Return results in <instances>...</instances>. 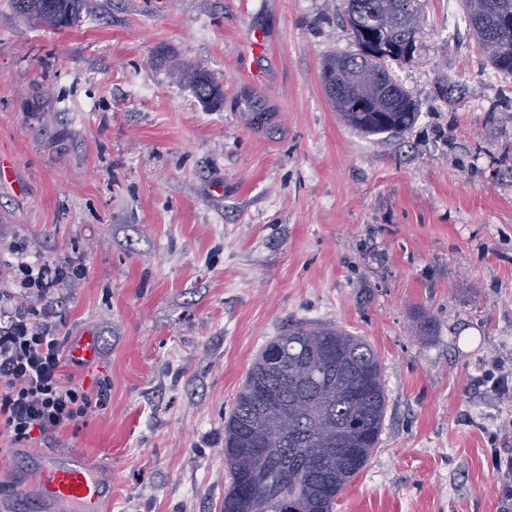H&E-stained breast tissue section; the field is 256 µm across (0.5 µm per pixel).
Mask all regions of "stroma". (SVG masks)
Wrapping results in <instances>:
<instances>
[{
  "instance_id": "1",
  "label": "stroma",
  "mask_w": 512,
  "mask_h": 512,
  "mask_svg": "<svg viewBox=\"0 0 512 512\" xmlns=\"http://www.w3.org/2000/svg\"><path fill=\"white\" fill-rule=\"evenodd\" d=\"M421 4L391 65L418 116L395 138L324 93L325 57L355 48L340 0H89L61 30L0 0V289L20 251L82 265L45 314L98 336L69 371L111 385L78 429L0 452V512L31 494L25 458L69 451L111 470L108 512H222L224 420L299 321L383 368L379 444L334 512H512L487 464L512 449V391L491 388L512 380V77L449 32L461 0ZM176 62L217 77L222 105ZM177 79L192 90L195 97L205 104H214L221 99V90L210 76L197 71L187 64H181L176 70Z\"/></svg>"
}]
</instances>
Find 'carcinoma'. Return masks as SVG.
<instances>
[{
	"label": "carcinoma",
	"mask_w": 512,
	"mask_h": 512,
	"mask_svg": "<svg viewBox=\"0 0 512 512\" xmlns=\"http://www.w3.org/2000/svg\"><path fill=\"white\" fill-rule=\"evenodd\" d=\"M29 24L53 29L83 19L87 0H10ZM473 37L493 68L512 76V0H464ZM349 29L354 20H380L378 40L397 49L396 61L414 53L421 19L420 0H342ZM356 50L332 55L324 81H345L343 97H330L344 123L367 135H403L416 118L408 92L392 76L387 60L361 32ZM177 79L195 97L214 104L221 90L210 76L187 64ZM301 353L313 359L318 378L292 374L286 362ZM345 357L364 382L353 406L336 400L331 369ZM387 394L381 365L372 347L333 324L297 323L271 341L253 362L236 404L224 421V462L230 483L222 512H333L345 486L362 470L379 442Z\"/></svg>",
	"instance_id": "obj_1"
}]
</instances>
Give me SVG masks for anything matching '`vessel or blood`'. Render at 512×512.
<instances>
[{
  "mask_svg": "<svg viewBox=\"0 0 512 512\" xmlns=\"http://www.w3.org/2000/svg\"><path fill=\"white\" fill-rule=\"evenodd\" d=\"M96 336L84 333L69 347L72 360L89 363L99 354ZM39 497L20 499L15 512H102L112 497V475L88 466L76 452L41 455L32 464Z\"/></svg>",
  "mask_w": 512,
  "mask_h": 512,
  "instance_id": "1",
  "label": "vessel or blood"
}]
</instances>
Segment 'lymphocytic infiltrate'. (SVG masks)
<instances>
[{
    "instance_id": "1",
    "label": "lymphocytic infiltrate",
    "mask_w": 512,
    "mask_h": 512,
    "mask_svg": "<svg viewBox=\"0 0 512 512\" xmlns=\"http://www.w3.org/2000/svg\"><path fill=\"white\" fill-rule=\"evenodd\" d=\"M13 285L20 303L8 325L0 327V438L13 445L40 442L68 428H77L91 409L102 404L108 383L88 390L66 372L68 339L49 325L26 298L50 299L67 274L82 275L76 265L65 269L43 261L18 259Z\"/></svg>"
}]
</instances>
